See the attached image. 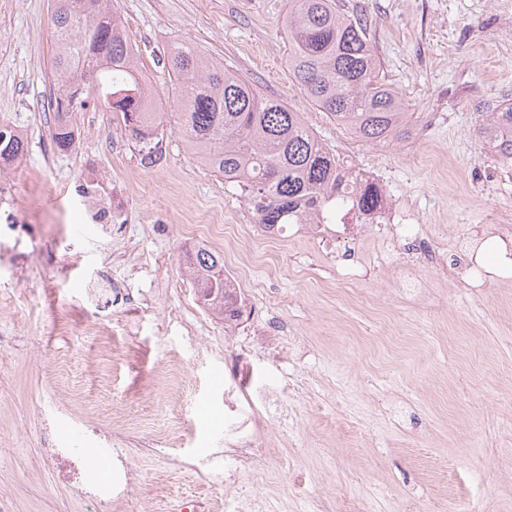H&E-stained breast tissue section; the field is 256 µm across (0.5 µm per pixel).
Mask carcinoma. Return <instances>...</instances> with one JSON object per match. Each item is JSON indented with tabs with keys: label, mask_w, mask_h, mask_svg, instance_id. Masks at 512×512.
Segmentation results:
<instances>
[{
	"label": "carcinoma",
	"mask_w": 512,
	"mask_h": 512,
	"mask_svg": "<svg viewBox=\"0 0 512 512\" xmlns=\"http://www.w3.org/2000/svg\"><path fill=\"white\" fill-rule=\"evenodd\" d=\"M50 25L57 149L65 151L74 141L65 115L93 98L121 114L131 138L150 156L163 134V117L109 0H55ZM283 26L289 71L306 98L337 125L366 143L409 133L408 105L380 74L366 19L338 0H291ZM164 67L180 89L186 144L224 185L239 191L256 223L319 224L342 206L363 212L379 206L377 188L334 154L301 113L191 46L170 49ZM479 137L512 159V104L487 113ZM23 151L24 140L0 128V160L13 161ZM186 265L211 310L227 320L238 316L228 301L223 256L199 248L187 254Z\"/></svg>",
	"instance_id": "1"
}]
</instances>
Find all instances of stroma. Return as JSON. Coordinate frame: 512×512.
Masks as SVG:
<instances>
[{
	"label": "stroma",
	"mask_w": 512,
	"mask_h": 512,
	"mask_svg": "<svg viewBox=\"0 0 512 512\" xmlns=\"http://www.w3.org/2000/svg\"><path fill=\"white\" fill-rule=\"evenodd\" d=\"M345 3L368 18L381 72L413 113L402 140L351 143L300 92L286 64L289 0H111L165 114V159L154 168L112 112L76 113L80 144L57 152L45 109L51 0H0V119L25 140L15 181L42 183L35 211L17 215L32 246L51 248L59 191L91 169L123 198L127 224L101 234L72 205L78 244L58 267L0 274V512H88L41 459L37 412L54 413L72 387L80 398L56 431L76 415L107 431L132 419L140 444L168 441L169 460L140 458L141 484L112 512L223 503L222 488L179 461L223 447L224 388L240 362L291 421L260 432L270 454L244 477L286 512H308L313 497L330 512H512V284L474 292L409 258L385 273L371 256L366 276L350 280L344 261L317 246L249 237L245 199L179 131L164 60L186 43L301 113L435 241L512 211V171L477 133L486 113L512 102V0ZM216 218L234 228L257 291L234 349L223 320L199 306L184 261L204 245L223 252L204 236ZM100 269L136 290L134 312L101 311L105 341L72 315ZM409 276L424 282L420 301L399 292Z\"/></svg>",
	"instance_id": "35a3bbf8"
}]
</instances>
